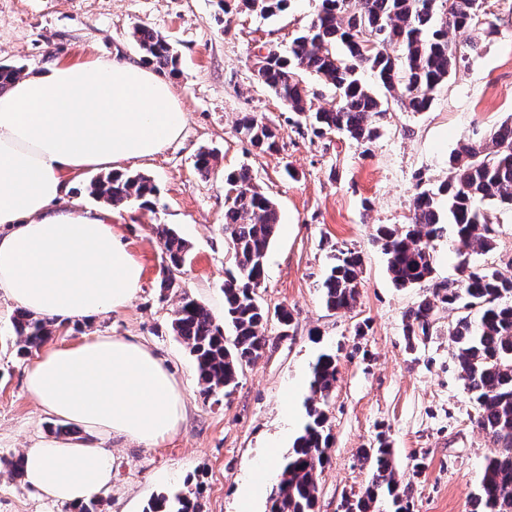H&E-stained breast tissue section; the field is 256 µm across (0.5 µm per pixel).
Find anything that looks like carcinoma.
<instances>
[{"label": "carcinoma", "instance_id": "1", "mask_svg": "<svg viewBox=\"0 0 512 512\" xmlns=\"http://www.w3.org/2000/svg\"><path fill=\"white\" fill-rule=\"evenodd\" d=\"M242 7L265 19L286 13L291 0H239ZM481 0H320L311 21L292 40L288 54L268 49L258 61V79L298 117V124L324 139L343 133L358 143L378 136V120L393 98L406 112L428 110L436 91L466 55L450 32L472 29ZM133 41L156 71L175 76L178 57L159 32L136 26ZM23 67L0 64V92L17 79ZM370 73L374 85L364 80ZM307 73L332 86L335 104L310 111ZM238 133L254 148L276 147V129L253 113L242 115ZM90 193L109 206L131 202L152 204L156 187L140 173L111 172L90 184ZM512 206V118L502 122L485 141L463 140L448 157V176L437 186L416 183L411 215L401 227L380 224L373 242L386 257V269L397 288L424 292L404 313V336L412 351L432 335L441 309L463 310L449 336L453 359L464 389L477 410L478 427L500 448L484 468L481 490L471 512H512V279L496 267L460 263L461 276L436 277L431 243L452 230L472 253L494 248V211ZM276 203L260 192L251 171L241 167L224 175V224L221 231L231 253L224 279V322L197 301L182 296L171 319L172 333L189 349L198 373L203 400L222 392L229 395L243 368L254 363L269 346V320L280 330L292 327V315L270 311L258 294L265 258L278 224ZM163 254L162 293L177 292L176 273L185 266L190 247L165 224L156 227ZM361 255L340 250L322 278L320 288L327 309L350 311L357 302ZM477 311L478 320L471 319ZM17 355L41 348L57 332L55 322L20 311L13 319ZM336 355L322 353L313 367L303 434L281 465L278 483L269 494L270 512H315L316 474L328 462L332 425L326 406L335 387ZM373 465L365 491L342 504V512H372L380 498L394 512H410L399 491L393 449L378 436L376 444L360 450ZM145 512H199L198 504L181 491L163 495Z\"/></svg>", "mask_w": 512, "mask_h": 512}]
</instances>
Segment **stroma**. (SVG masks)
<instances>
[{
    "label": "stroma",
    "instance_id": "obj_1",
    "mask_svg": "<svg viewBox=\"0 0 512 512\" xmlns=\"http://www.w3.org/2000/svg\"><path fill=\"white\" fill-rule=\"evenodd\" d=\"M318 5L292 0L287 13L266 19L234 5L221 10L218 0H0V63L21 65L28 76L57 62L138 58L130 37L138 25L161 33L178 53L180 74L171 85L185 111L182 131L159 154L123 165L154 181L155 205L119 207L114 221L143 266L142 288L126 309L82 322L65 337L143 338L167 359L187 414L155 447L111 441L116 472L97 512H146L155 498L177 490L195 491L200 512H241L242 484L279 471V457H268L267 449L288 454L301 434L312 366L327 349L336 355L338 373L327 406L333 441L316 476V512H340L344 498L364 492L371 467L359 451L380 434L394 451L401 487L411 492V512H470L485 463L498 453L474 422L476 407L452 357L448 331L457 311L440 310L426 344L408 351L403 314L419 292L394 287L372 236L376 225L406 223L417 180L440 184L462 140L487 138L512 117V0H485L480 25L457 37L461 47L479 39L481 51L458 66L428 111L390 104L377 139L366 144L341 135L313 137L256 76L260 53L287 50ZM489 23L496 29L490 36ZM248 112L277 129L278 150L258 152L237 133ZM205 148L218 158L207 176L194 165ZM243 166L280 213L259 295L269 308H287L294 322L284 337L269 322L272 344L240 373L232 394L205 400L188 349L169 329L178 297L160 294L162 250L154 227L169 225L190 244L177 281L223 317L224 174ZM496 215L493 251L465 259L500 265L512 278V208ZM339 249L359 251L363 269L355 308L335 313L327 310L319 282ZM14 313L0 298V512H70L8 467L58 426L26 390Z\"/></svg>",
    "mask_w": 512,
    "mask_h": 512
}]
</instances>
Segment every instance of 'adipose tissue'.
<instances>
[{"mask_svg":"<svg viewBox=\"0 0 512 512\" xmlns=\"http://www.w3.org/2000/svg\"><path fill=\"white\" fill-rule=\"evenodd\" d=\"M185 113L170 83L140 61L55 63L0 93V297L66 325L127 307L143 276L108 209L71 201L74 178L161 152ZM50 417L96 429L100 440L42 439L21 457L23 479L79 506L112 486L107 439L150 448L185 417L165 360L134 336L58 341L25 369Z\"/></svg>","mask_w":512,"mask_h":512,"instance_id":"1","label":"adipose tissue"}]
</instances>
